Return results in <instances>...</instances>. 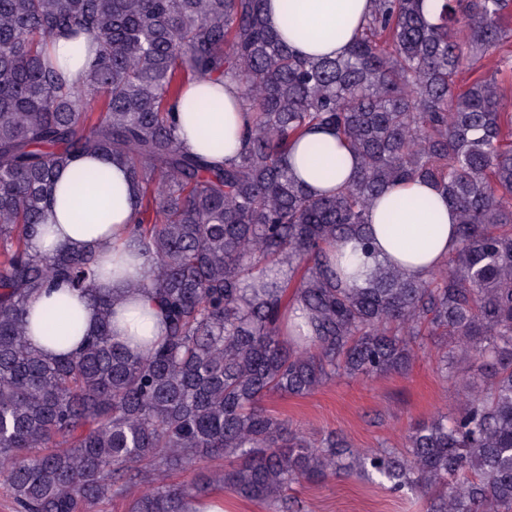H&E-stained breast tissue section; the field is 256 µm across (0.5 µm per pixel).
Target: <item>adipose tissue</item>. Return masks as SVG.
<instances>
[{
    "label": "adipose tissue",
    "instance_id": "obj_1",
    "mask_svg": "<svg viewBox=\"0 0 512 512\" xmlns=\"http://www.w3.org/2000/svg\"><path fill=\"white\" fill-rule=\"evenodd\" d=\"M370 0H265V17L295 51L310 57L344 55L370 11ZM93 41L83 36L53 39V55L70 82H80L95 59ZM191 100L205 109L191 112ZM182 149L212 163L234 160L242 148L248 117L236 82L203 79L189 84L175 107ZM288 162L308 191L321 195L351 182L358 158L330 129L308 131L292 143ZM137 209V192L123 166L103 155L82 157L57 177L56 201L43 233L32 246L42 253L65 246L95 247L100 256H126L128 228ZM371 229L378 261L424 279L456 249L458 216L434 184L423 179L395 186L374 202ZM148 255L137 256L126 271L99 278L101 288L119 294L112 334L120 342L136 336L160 341L165 326L160 314L131 283L144 276ZM30 340L44 352L63 356L78 349L97 326L87 299L67 287L41 296L30 317Z\"/></svg>",
    "mask_w": 512,
    "mask_h": 512
}]
</instances>
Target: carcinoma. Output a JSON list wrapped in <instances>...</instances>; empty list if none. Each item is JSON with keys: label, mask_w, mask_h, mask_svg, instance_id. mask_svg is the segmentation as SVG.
I'll return each instance as SVG.
<instances>
[{"label": "carcinoma", "mask_w": 512, "mask_h": 512, "mask_svg": "<svg viewBox=\"0 0 512 512\" xmlns=\"http://www.w3.org/2000/svg\"><path fill=\"white\" fill-rule=\"evenodd\" d=\"M265 0H0V484L17 512H189L221 486L265 512L288 490L369 469L420 490L427 512H512V0H373L349 52L297 54ZM93 33L78 87L48 60L51 40ZM490 76L461 80L487 53ZM238 83L245 147L210 164L179 146L173 109L192 81ZM330 127L361 166L323 197L290 172L293 141ZM126 166L139 206L131 242L152 265L132 285L163 309L165 337L116 342L115 298L95 287L100 256L32 240L73 159ZM426 179L458 211L456 250L428 278L374 262L369 211L388 188ZM355 240L361 254L342 260ZM61 283L96 309L78 352L51 357L26 329ZM303 312L307 331L286 319ZM427 336H447L488 371L455 412L412 426L403 448L311 439L265 409L337 377L408 368ZM237 465L191 483L197 461ZM236 464V459L233 458H216L214 460H204L189 466L188 468L173 474L170 478L173 482L189 483L194 481L201 473L209 471L224 470L225 467L230 468Z\"/></svg>", "instance_id": "cac0c4a2"}]
</instances>
